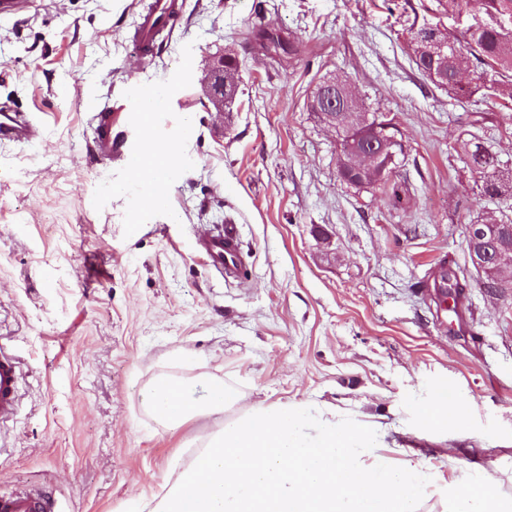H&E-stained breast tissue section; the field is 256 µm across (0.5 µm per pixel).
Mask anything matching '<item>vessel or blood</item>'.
<instances>
[{"label": "vessel or blood", "instance_id": "b4317fda", "mask_svg": "<svg viewBox=\"0 0 512 512\" xmlns=\"http://www.w3.org/2000/svg\"><path fill=\"white\" fill-rule=\"evenodd\" d=\"M179 0H151L147 8L136 11L132 21L131 42L141 62H151L153 48L159 37L170 28L171 20L179 16ZM82 108L89 114L91 150L98 162L119 160L132 176H139L146 160L147 143L139 141L129 145L127 133L118 131L120 119L125 118V105L112 101L87 99ZM39 136V129L23 113L0 114V143H26ZM197 245L216 271L225 279L240 278L246 268L240 242V230L233 217H225L223 224L201 234ZM19 389V371L11 355L0 351V423L10 420L16 413ZM0 512H59L56 504L46 495L31 491H18L0 495Z\"/></svg>", "mask_w": 512, "mask_h": 512}]
</instances>
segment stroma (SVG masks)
Wrapping results in <instances>:
<instances>
[{
	"mask_svg": "<svg viewBox=\"0 0 512 512\" xmlns=\"http://www.w3.org/2000/svg\"><path fill=\"white\" fill-rule=\"evenodd\" d=\"M137 0H29L0 16V102L42 136L0 144V346L21 369L0 425V491L52 493L61 512H126L159 499L219 417L165 429L143 391L162 376L202 397L224 379L254 404H312L377 433L373 455L424 463L420 512H445L452 478L484 475L512 496V286L479 288L464 225L512 197H482L456 148L481 135L512 168V101L458 100L412 64L411 27L460 32L439 0H186L171 40L140 64L127 41ZM295 37L290 57L243 33ZM234 48L237 112L207 111V54ZM347 75L360 104L391 113L405 146L404 210L337 177V137L307 110ZM166 93L141 129L173 146V190L90 156L80 102L135 106ZM236 218L248 275L209 268L199 231ZM468 282L448 331L423 286L440 259ZM458 416L430 425L441 389Z\"/></svg>",
	"mask_w": 512,
	"mask_h": 512,
	"instance_id": "35a3bbf8",
	"label": "stroma"
}]
</instances>
